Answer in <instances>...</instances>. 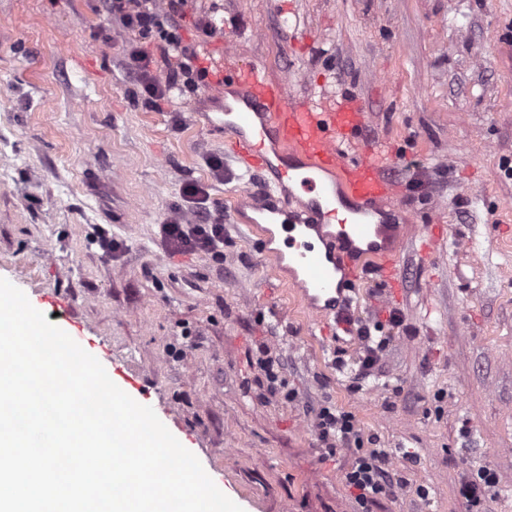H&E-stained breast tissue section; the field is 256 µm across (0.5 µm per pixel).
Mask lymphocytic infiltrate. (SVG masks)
I'll return each mask as SVG.
<instances>
[{"label": "lymphocytic infiltrate", "instance_id": "lymphocytic-infiltrate-1", "mask_svg": "<svg viewBox=\"0 0 512 512\" xmlns=\"http://www.w3.org/2000/svg\"><path fill=\"white\" fill-rule=\"evenodd\" d=\"M101 9L117 23L121 32L139 37L130 48L128 70L144 93V104L152 110L168 103L173 92L199 90L209 74L182 35L180 21L187 0H100ZM169 63L166 76L153 70L156 61ZM182 196L187 214L160 227L164 246L175 252L204 251L224 256V209L211 202L208 191L197 183L186 185ZM319 441L328 456L346 451L343 479L360 512L381 497L402 488L405 480L389 468L391 454L364 445L363 431L354 416L332 406L319 409L314 423Z\"/></svg>", "mask_w": 512, "mask_h": 512}]
</instances>
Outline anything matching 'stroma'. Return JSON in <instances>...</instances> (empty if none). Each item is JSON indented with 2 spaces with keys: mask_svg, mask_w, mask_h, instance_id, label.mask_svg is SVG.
Instances as JSON below:
<instances>
[{
  "mask_svg": "<svg viewBox=\"0 0 512 512\" xmlns=\"http://www.w3.org/2000/svg\"><path fill=\"white\" fill-rule=\"evenodd\" d=\"M188 9L224 20L212 38L182 22L204 65L231 48L295 94L360 95L363 137L395 153L386 173L417 225H444L431 257L405 241L391 305L374 277L356 285L351 322L390 339L378 372L358 378L357 335L314 327L288 263L261 253L258 213L238 202L248 180L219 131L223 100L197 92L146 109L126 68L137 39L98 0H0V278L67 300L244 512H358L314 431L328 403L392 450L407 482L370 512H466L461 479L483 466L497 474L487 512H512V0ZM189 183L224 208L223 262L161 242ZM104 236L119 249L104 254ZM264 348L293 400L267 391Z\"/></svg>",
  "mask_w": 512,
  "mask_h": 512,
  "instance_id": "obj_1",
  "label": "stroma"
}]
</instances>
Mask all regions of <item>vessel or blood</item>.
Here are the masks:
<instances>
[{"instance_id": "obj_1", "label": "vessel or blood", "mask_w": 512, "mask_h": 512, "mask_svg": "<svg viewBox=\"0 0 512 512\" xmlns=\"http://www.w3.org/2000/svg\"><path fill=\"white\" fill-rule=\"evenodd\" d=\"M228 83L238 89L239 106L225 110L226 145L259 181V189L247 193L255 210L267 218L277 214V194L294 187L310 195L308 221L286 216L282 248L265 255L273 264L286 259L302 270L292 286L314 325L324 327L330 310L337 329L349 330L346 285L370 274L389 298L401 283L402 245L378 237L386 210L401 199L378 152L357 142L366 110L350 95L318 106L299 99L265 69L238 66L232 53L216 65L205 90L217 95ZM408 231L421 233L428 255L445 236L436 225Z\"/></svg>"}]
</instances>
